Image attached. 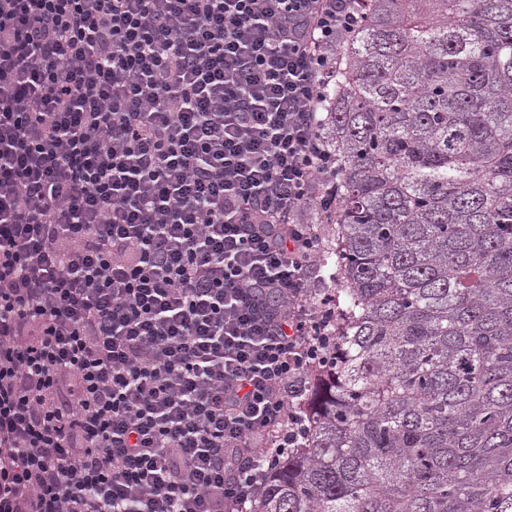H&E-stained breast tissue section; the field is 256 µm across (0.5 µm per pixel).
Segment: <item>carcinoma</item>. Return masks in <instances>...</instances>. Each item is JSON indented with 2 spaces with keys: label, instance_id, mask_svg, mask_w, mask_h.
Returning a JSON list of instances; mask_svg holds the SVG:
<instances>
[{
  "label": "carcinoma",
  "instance_id": "carcinoma-1",
  "mask_svg": "<svg viewBox=\"0 0 512 512\" xmlns=\"http://www.w3.org/2000/svg\"><path fill=\"white\" fill-rule=\"evenodd\" d=\"M331 361L252 512H512V0H357Z\"/></svg>",
  "mask_w": 512,
  "mask_h": 512
}]
</instances>
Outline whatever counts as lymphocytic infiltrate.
<instances>
[{
  "label": "lymphocytic infiltrate",
  "mask_w": 512,
  "mask_h": 512,
  "mask_svg": "<svg viewBox=\"0 0 512 512\" xmlns=\"http://www.w3.org/2000/svg\"><path fill=\"white\" fill-rule=\"evenodd\" d=\"M356 0H0V512H251L334 300Z\"/></svg>",
  "instance_id": "1"
}]
</instances>
